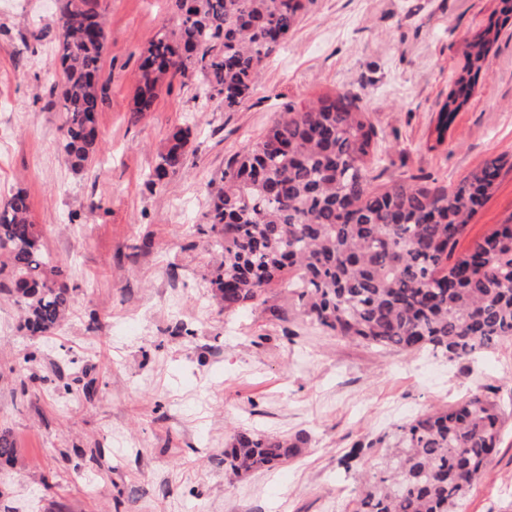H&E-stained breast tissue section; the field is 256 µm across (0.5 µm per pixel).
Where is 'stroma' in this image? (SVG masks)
Masks as SVG:
<instances>
[{
    "instance_id": "1",
    "label": "stroma",
    "mask_w": 512,
    "mask_h": 512,
    "mask_svg": "<svg viewBox=\"0 0 512 512\" xmlns=\"http://www.w3.org/2000/svg\"><path fill=\"white\" fill-rule=\"evenodd\" d=\"M107 16L100 148L73 171L51 90L55 0L0 10V201L24 189L44 249L65 263L73 305L50 336L28 335L0 293V512H350L354 443L417 415L490 393L501 447L462 512H512V341L477 358L382 352L321 333L289 288L233 313L210 296L203 214L227 160L288 106L355 94L381 137L372 185L408 176L455 184L512 157V25L502 28L467 103L436 138L439 102L465 64V37L501 0H311L234 112L198 99L196 77L133 110L142 49L177 18L168 0H100ZM190 124L185 168L149 185L176 126ZM512 220V168L458 244ZM27 366H20L23 355ZM301 438L300 455L233 472L237 431Z\"/></svg>"
}]
</instances>
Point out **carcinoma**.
I'll return each mask as SVG.
<instances>
[{
	"label": "carcinoma",
	"instance_id": "carcinoma-1",
	"mask_svg": "<svg viewBox=\"0 0 512 512\" xmlns=\"http://www.w3.org/2000/svg\"><path fill=\"white\" fill-rule=\"evenodd\" d=\"M311 0H171L177 26L144 49L134 111H151L163 84L195 75L205 99L234 112L253 93L264 61L285 42ZM56 61L65 81L62 148L75 171L93 158L103 101L106 46L97 0H58ZM492 31L467 41L468 67L438 111L437 139L489 70ZM189 128L167 136L153 184L184 168ZM379 136L358 97L323 96L281 113L232 157L204 213L219 258L209 288L233 312L283 281L331 336L380 351H428L467 359L512 339V223L496 224L464 253L460 238L496 187L498 157L459 183L414 176L374 187ZM7 274L32 336H48L72 303L64 270L42 246L27 193L0 204V275ZM503 413L474 394L424 413L390 435L358 443L348 470L369 451L353 512H457L501 442ZM302 441L239 432L225 452L249 472L300 454Z\"/></svg>",
	"mask_w": 512,
	"mask_h": 512
}]
</instances>
